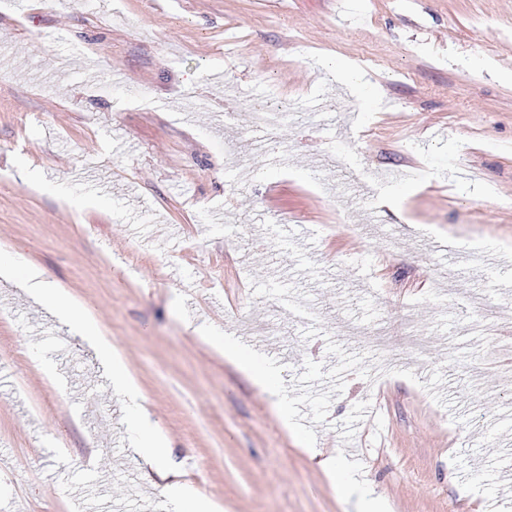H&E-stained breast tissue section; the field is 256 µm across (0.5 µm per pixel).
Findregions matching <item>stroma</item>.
<instances>
[{"label":"stroma","instance_id":"stroma-1","mask_svg":"<svg viewBox=\"0 0 512 512\" xmlns=\"http://www.w3.org/2000/svg\"><path fill=\"white\" fill-rule=\"evenodd\" d=\"M510 71L512 0H0V256L93 316L224 512H512ZM136 436L0 278V512H193ZM217 345L224 351V357L239 369L247 372L257 386L268 387L273 379V372L269 368H258L253 366L252 357L239 347L236 341L229 337L217 340Z\"/></svg>","mask_w":512,"mask_h":512}]
</instances>
